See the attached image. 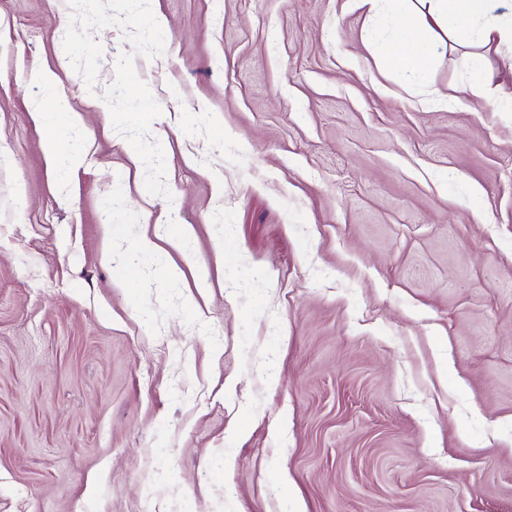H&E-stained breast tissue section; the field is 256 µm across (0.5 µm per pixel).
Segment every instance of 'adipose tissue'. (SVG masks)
Wrapping results in <instances>:
<instances>
[{
    "instance_id": "ef3b65f1",
    "label": "adipose tissue",
    "mask_w": 512,
    "mask_h": 512,
    "mask_svg": "<svg viewBox=\"0 0 512 512\" xmlns=\"http://www.w3.org/2000/svg\"><path fill=\"white\" fill-rule=\"evenodd\" d=\"M387 36L376 51L385 71L413 79L439 52L447 38L462 39L477 31L482 45L512 44V12L497 13L498 0H388Z\"/></svg>"
}]
</instances>
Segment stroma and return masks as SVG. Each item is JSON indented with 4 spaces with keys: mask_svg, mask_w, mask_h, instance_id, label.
<instances>
[{
    "mask_svg": "<svg viewBox=\"0 0 512 512\" xmlns=\"http://www.w3.org/2000/svg\"><path fill=\"white\" fill-rule=\"evenodd\" d=\"M480 52L409 83L356 0H0V512H512Z\"/></svg>",
    "mask_w": 512,
    "mask_h": 512,
    "instance_id": "stroma-1",
    "label": "stroma"
}]
</instances>
